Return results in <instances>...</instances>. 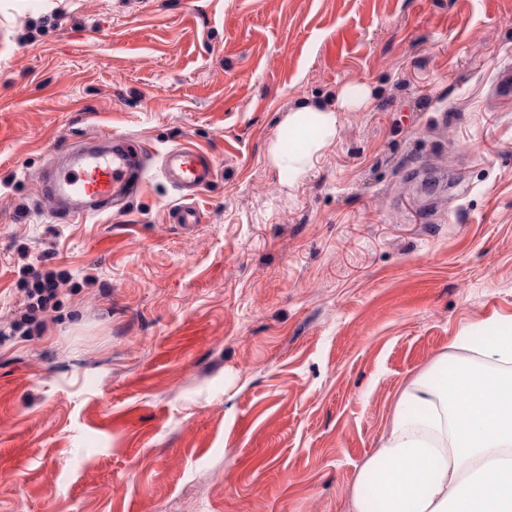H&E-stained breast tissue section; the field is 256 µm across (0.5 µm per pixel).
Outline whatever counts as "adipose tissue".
<instances>
[{
  "mask_svg": "<svg viewBox=\"0 0 512 512\" xmlns=\"http://www.w3.org/2000/svg\"><path fill=\"white\" fill-rule=\"evenodd\" d=\"M335 109L289 116L272 156L300 162L336 131ZM353 512H512V317L482 341L462 335L401 393L386 435L360 467Z\"/></svg>",
  "mask_w": 512,
  "mask_h": 512,
  "instance_id": "ef3b65f1",
  "label": "adipose tissue"
}]
</instances>
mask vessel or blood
Returning <instances> with one entry per match:
<instances>
[{
	"label": "vessel or blood",
	"instance_id": "obj_1",
	"mask_svg": "<svg viewBox=\"0 0 512 512\" xmlns=\"http://www.w3.org/2000/svg\"><path fill=\"white\" fill-rule=\"evenodd\" d=\"M151 153V145L140 139L115 138L111 149L82 153L70 161L68 168L50 166L41 192L52 200H69L74 219L88 222L109 209L111 201L129 183L146 182L145 162ZM160 174L175 187L182 200L176 209L178 223H195L197 210L193 201L199 187L216 175L212 161L197 147L183 145L163 154Z\"/></svg>",
	"mask_w": 512,
	"mask_h": 512
}]
</instances>
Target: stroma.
Wrapping results in <instances>:
<instances>
[{
	"instance_id": "1",
	"label": "stroma",
	"mask_w": 512,
	"mask_h": 512,
	"mask_svg": "<svg viewBox=\"0 0 512 512\" xmlns=\"http://www.w3.org/2000/svg\"><path fill=\"white\" fill-rule=\"evenodd\" d=\"M367 101L301 173L295 111ZM205 150L176 224L37 184ZM65 273L25 335L28 271ZM512 316V0H0V512H351L403 389ZM152 150L137 138L112 137V150H89L74 157L67 169L50 166L40 190L50 200L68 199L71 216L87 223L109 209L133 179L137 188L146 182L145 162Z\"/></svg>"
}]
</instances>
